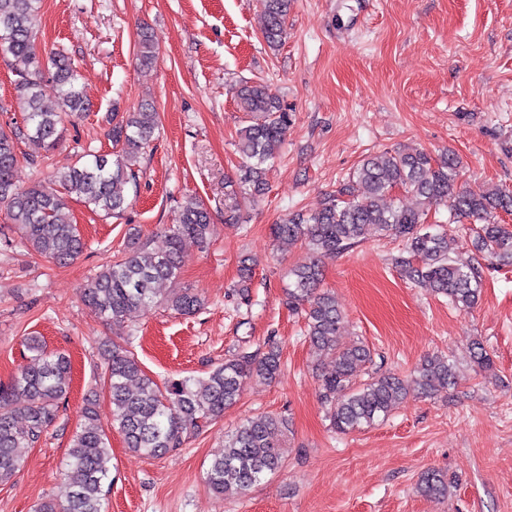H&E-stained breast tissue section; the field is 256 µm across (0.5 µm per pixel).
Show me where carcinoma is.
Instances as JSON below:
<instances>
[{
	"label": "carcinoma",
	"instance_id": "cac0c4a2",
	"mask_svg": "<svg viewBox=\"0 0 512 512\" xmlns=\"http://www.w3.org/2000/svg\"><path fill=\"white\" fill-rule=\"evenodd\" d=\"M41 0H0V55L16 63L14 89L25 104L24 126L0 128V206L18 226L24 240L45 258L66 263L84 248L72 224L67 199L74 196L105 218L126 210L125 189L135 180L134 166L159 127V113L149 104L112 126L113 158L88 151L78 162L28 188L16 185L18 140L27 138L53 149L60 141L64 121L86 110V99L77 87L74 61L59 51L47 56L36 47ZM263 34L278 46L286 35L291 0H260ZM156 48L148 33L141 34L137 59L151 65ZM54 98L57 109L45 105ZM235 96L240 110L252 116L239 131L238 149L244 165L233 195L261 196L267 174L278 157L288 129V112L279 97L264 83L240 85ZM459 161L447 151L435 159L424 151H380L367 156L336 193L311 213H292L272 225L273 237L282 242H302L313 259L288 274L285 295L288 307L302 310L310 342L333 360L334 370L319 378V398L332 428L347 435L385 418L393 406L408 397L410 387L421 395L448 390L455 385L454 365L446 355L426 358L414 371L413 384L401 375L374 369L365 380L360 372L373 363L364 342L338 343L342 312L335 297L319 289L320 264L361 242L366 231L381 237L404 239L410 257L397 261L404 277L448 298L463 310L474 307L481 296V271L473 263H458L448 256L447 234L425 225L428 210L443 205L448 223L467 220L481 225L475 249L499 261H512V230L496 222L500 211L512 212V192L495 188L480 193L459 185ZM414 196L418 206L384 204L394 189ZM166 241L162 251L150 252L131 234L120 259L97 274L83 289L82 302L94 314L114 326L124 323L133 309L154 305L189 315L202 301L190 289L173 297L160 295L156 285L176 277L186 239L210 240V210L196 198L179 206L177 223L160 229ZM252 265L241 260L238 295L251 304ZM32 355L12 379L0 384V483L10 480L21 466L19 449L37 444L55 421L65 399L70 360L63 353H48L39 339H28ZM470 357L482 368L492 359L484 344L474 340ZM104 374L109 380L112 425L124 435L127 448L159 457L178 450L206 423L224 416L237 403L247 380L273 379L281 367L279 346L268 341L263 351L240 350L224 359L206 376H185L159 387L140 366L128 346L105 341L101 345ZM24 421V426L17 425ZM289 423L272 414L246 421L224 441V451L207 471V484L215 492L245 497L252 487L284 465L282 440ZM112 456L100 422L97 400L86 399L84 421L73 436L66 463L65 494L42 501L36 512H103L105 485L110 481ZM425 496L448 492L447 474L430 470L419 483Z\"/></svg>",
	"mask_w": 512,
	"mask_h": 512
}]
</instances>
